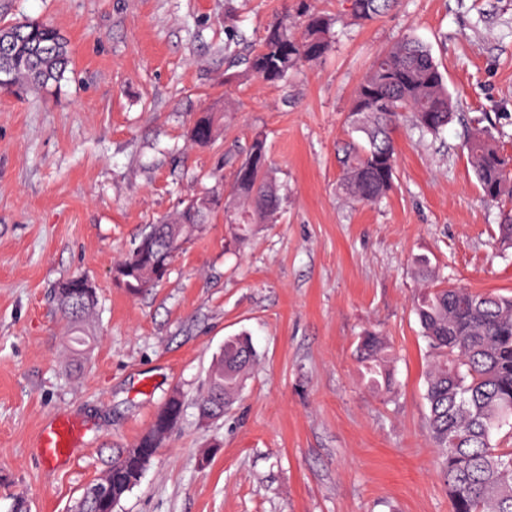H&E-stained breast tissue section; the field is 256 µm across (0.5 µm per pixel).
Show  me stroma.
Wrapping results in <instances>:
<instances>
[{"label": "stroma", "mask_w": 512, "mask_h": 512, "mask_svg": "<svg viewBox=\"0 0 512 512\" xmlns=\"http://www.w3.org/2000/svg\"><path fill=\"white\" fill-rule=\"evenodd\" d=\"M302 0H0V24L50 21L73 66L60 89L0 91V512H74L159 407L184 414L116 512H451L433 465L414 303L418 259L440 281L512 294V248L495 232L453 121L393 134L392 190L377 205L336 190L346 117L376 55L426 43L459 115L488 116L512 154V0H396L359 23L346 0H303L338 15V42L288 83L237 67L267 24ZM221 111L206 148L188 131ZM277 166L273 223L238 246L215 210L168 275L133 296L114 265L148 225L201 191L223 195L256 135ZM90 278L83 370L52 290ZM390 346L395 389L365 386L364 331ZM256 352L235 402L202 419L196 400L227 337ZM77 423L70 456L38 457L42 428Z\"/></svg>", "instance_id": "1"}]
</instances>
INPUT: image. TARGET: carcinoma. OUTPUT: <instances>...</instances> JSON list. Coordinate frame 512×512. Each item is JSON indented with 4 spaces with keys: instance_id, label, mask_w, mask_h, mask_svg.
Masks as SVG:
<instances>
[{
    "instance_id": "obj_1",
    "label": "carcinoma",
    "mask_w": 512,
    "mask_h": 512,
    "mask_svg": "<svg viewBox=\"0 0 512 512\" xmlns=\"http://www.w3.org/2000/svg\"><path fill=\"white\" fill-rule=\"evenodd\" d=\"M351 16L369 22L387 13L395 0H348ZM335 17L298 9V21L286 18L266 27L258 48L245 56L228 57L229 67L245 66L264 82H288L306 63L326 55L337 38ZM1 91L21 95L31 89L59 87L72 65L68 40L50 23L27 19L0 26ZM412 119L420 138L435 137L456 118L454 103L431 49L408 36L382 50L359 85L347 116L352 137L339 158L338 190L356 204L380 201L395 173L391 132L403 117ZM215 112L199 115L190 131L194 144L206 147L214 139ZM475 127L463 149L486 202H512V155L502 151L489 131ZM358 137H353V134ZM216 195L192 196L173 217L149 226L135 245L140 261L128 265L116 281L137 295L156 283L154 269L166 266L184 245L200 234L219 206ZM224 203V223L234 240L244 243L275 215L280 205L274 168L265 143L257 137L234 171L230 199ZM423 292L415 303L422 335L431 349L425 373L428 434L437 448L439 472L448 486L452 512H512V296L477 293L468 288L442 287L430 264L418 262ZM69 276L54 288L60 314L71 325L77 352L89 345L84 321L98 303L94 288H77ZM365 384L389 392L394 379L391 354L378 334L368 332L357 346ZM255 358L251 341L232 336L211 367L198 402L202 417L217 419L239 395ZM179 396L158 410L151 429L131 448L112 460L99 483L117 502L140 480L183 415Z\"/></svg>"
}]
</instances>
